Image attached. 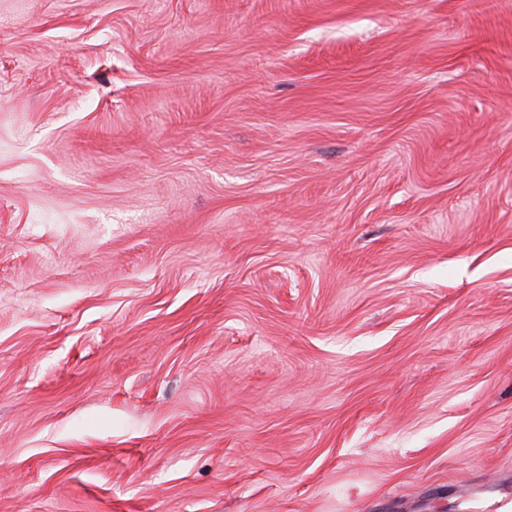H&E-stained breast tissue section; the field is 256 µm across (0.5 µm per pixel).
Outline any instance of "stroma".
Here are the masks:
<instances>
[{"label":"stroma","mask_w":512,"mask_h":512,"mask_svg":"<svg viewBox=\"0 0 512 512\" xmlns=\"http://www.w3.org/2000/svg\"><path fill=\"white\" fill-rule=\"evenodd\" d=\"M509 498L512 0H0V512Z\"/></svg>","instance_id":"obj_1"}]
</instances>
